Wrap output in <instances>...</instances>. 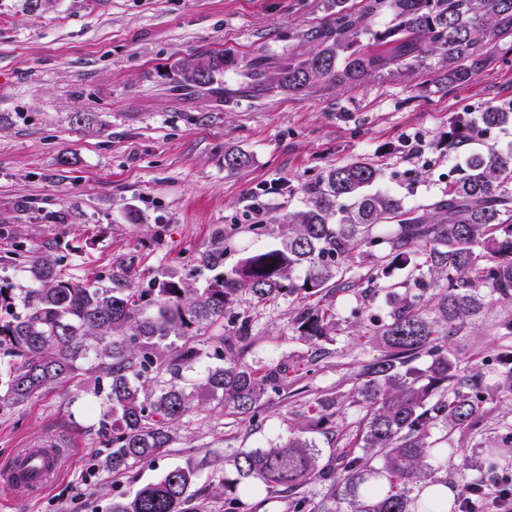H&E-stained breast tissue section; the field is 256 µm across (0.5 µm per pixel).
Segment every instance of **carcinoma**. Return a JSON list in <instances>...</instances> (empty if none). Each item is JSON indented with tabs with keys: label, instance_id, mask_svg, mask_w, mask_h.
<instances>
[{
	"label": "carcinoma",
	"instance_id": "cac0c4a2",
	"mask_svg": "<svg viewBox=\"0 0 512 512\" xmlns=\"http://www.w3.org/2000/svg\"><path fill=\"white\" fill-rule=\"evenodd\" d=\"M334 2L325 23L306 33L317 42L310 54L275 65L264 56L249 61L253 89L352 88L384 72L425 69L433 53L443 62L437 80L452 87L470 82L497 52L512 53V0H366L359 15L349 11L348 0ZM381 13L390 16V26L373 35L366 19ZM370 34L380 48L362 44ZM235 66L236 57L225 51L183 59L176 65L179 87L209 86ZM478 120L487 127L512 124V106H489ZM472 127L469 113L456 114L447 147L469 143ZM249 163L244 152L224 155L230 172ZM379 176L378 168L363 161L329 168L308 188V206L288 215L281 245L246 255L202 289L175 280L148 288H94L63 279L60 259L51 254L27 257L33 288L24 299L25 312H17L15 297L0 288V354L10 358L0 370V409L95 373L106 383L112 472L151 462L170 447L172 428L193 402L218 399L235 415L253 416L268 390L288 378L285 363L259 371L235 360L233 351L251 339V324L232 319L230 335L217 338L224 345V366L209 370L187 391L179 383L181 372L202 354L192 328L226 318L241 303L328 294L358 246L387 243L367 274V289L398 271L408 276L390 284L388 319L376 324L385 354L363 365L344 395L366 409L356 449L321 466L313 445L293 435L269 448H242L233 464L239 476L290 496V512H311L310 499L298 490L317 483L325 489L322 512H411V486L444 453L434 430L442 429L446 440L456 429L477 432L483 424V377H460L447 341L485 300H512V147L471 151L460 176L421 210L389 192H365ZM299 270L301 279L293 277ZM154 306L157 311L148 313ZM295 325L298 336L320 340L335 331L336 313L305 306ZM503 364L497 394L511 401L512 352ZM342 407L326 398L311 412L323 422ZM200 467L188 463L168 470L133 496L112 502L111 512H185ZM380 477L387 486L376 496Z\"/></svg>",
	"mask_w": 512,
	"mask_h": 512
}]
</instances>
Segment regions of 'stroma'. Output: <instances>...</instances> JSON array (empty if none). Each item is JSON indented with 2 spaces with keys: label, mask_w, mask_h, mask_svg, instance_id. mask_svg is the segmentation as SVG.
<instances>
[{
  "label": "stroma",
  "mask_w": 512,
  "mask_h": 512,
  "mask_svg": "<svg viewBox=\"0 0 512 512\" xmlns=\"http://www.w3.org/2000/svg\"><path fill=\"white\" fill-rule=\"evenodd\" d=\"M331 7V0H45L34 8L29 0H0V288L19 295L26 285L14 252L19 239L60 258L65 278L101 288L169 279L201 288L215 275L203 254L223 248L229 270L277 245L279 224L305 206L307 186L330 167L375 164V190L422 207L441 196L469 150L512 144L510 125L479 129L451 152L439 147L455 113L512 100V54L453 89L433 82V56L425 71H394L352 89L253 93L244 76L249 60L312 52L305 33ZM211 50L238 61L220 92L176 90V63ZM78 113L83 122H75ZM408 137L425 140L423 158L406 156ZM231 150L249 155V166L227 171ZM371 265L360 247L343 287L323 297L336 312L327 339L299 338L296 297L236 307L252 326L241 362L287 363V382L268 391L253 418L213 404L192 409L154 463L122 475L107 467L112 431L101 423L93 374L0 410V467L21 448L61 449L43 491L0 485V512H109L114 498L204 458L210 464L193 487L194 510L224 512L230 486L241 491L244 512H288L285 495L238 475L233 455L299 429L323 463L355 442L361 407L345 406L326 423L306 414L318 400L348 392L362 365L383 354L374 323L387 317L386 291L358 283ZM511 320L512 301L486 303L450 336L449 356L462 372L479 369L494 384L500 354L512 351ZM227 333L224 323L199 330L203 355L185 382L223 365L216 339ZM486 410L480 434L449 433L443 466L432 471L455 496L468 477L512 483V405L493 394Z\"/></svg>",
  "instance_id": "obj_1"
}]
</instances>
